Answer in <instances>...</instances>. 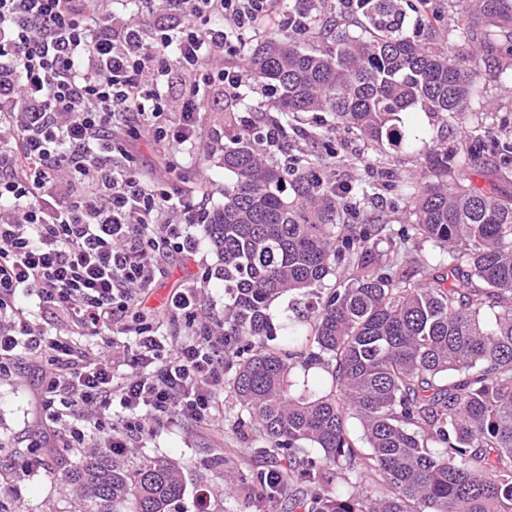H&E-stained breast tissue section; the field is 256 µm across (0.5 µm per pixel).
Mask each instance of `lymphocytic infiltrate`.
Listing matches in <instances>:
<instances>
[{"instance_id":"lymphocytic-infiltrate-1","label":"lymphocytic infiltrate","mask_w":512,"mask_h":512,"mask_svg":"<svg viewBox=\"0 0 512 512\" xmlns=\"http://www.w3.org/2000/svg\"><path fill=\"white\" fill-rule=\"evenodd\" d=\"M281 5L0 0V379L40 375L50 436L35 450L99 437L125 449L120 410L138 413L141 433L164 418L214 421L224 336L198 321V287L173 291L162 314L142 310L170 256L196 254L190 228L207 208L144 179L132 149L152 139L177 173L201 144L222 146L223 132L202 138V117L213 100H239L247 36ZM179 320L191 336L158 334ZM115 332L134 339L119 360Z\"/></svg>"}]
</instances>
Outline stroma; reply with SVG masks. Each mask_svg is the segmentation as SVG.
Listing matches in <instances>:
<instances>
[{
    "label": "stroma",
    "mask_w": 512,
    "mask_h": 512,
    "mask_svg": "<svg viewBox=\"0 0 512 512\" xmlns=\"http://www.w3.org/2000/svg\"><path fill=\"white\" fill-rule=\"evenodd\" d=\"M478 81L482 96L472 104L463 121L446 122L432 118L420 110L405 113L407 127L421 137L447 144L450 151L465 152L471 141L483 136L487 126H494L501 141L512 144V56L500 51L484 50L479 56ZM333 150H325L318 140L305 135L290 140L288 151L308 154L320 162L325 171L337 180L350 181L358 193L345 214L349 224H373L378 228L374 249L379 253H394L403 269H417L420 260L437 265L447 254L433 243L404 236L410 225L409 199L404 192L391 186L392 174L402 176L419 170L424 163L421 153L397 151L389 145H370L354 134L333 132ZM139 172L158 181L164 187L193 202L205 201L216 206L223 201L224 167L220 152L201 156L199 168L205 179L196 184L191 175H171L158 165V148L148 139L134 146ZM218 259L207 238H200L194 257L171 261L145 301L146 309L165 306L174 289L195 285L201 288L204 315L215 320L224 313V284L204 278L207 268L215 267ZM38 382L31 371L25 370L13 378L0 380V501L10 512H76L78 504L63 488L61 474L75 460L65 451L46 456L47 468L35 475L17 480L16 470L32 456L31 441L38 439L41 429ZM219 423L206 427L192 421L161 422L151 433L127 431L120 417L112 425L124 433L133 457L148 456L155 460H174L184 468V493L171 507V512H288L287 496L269 499L259 488L245 484V477L268 469L269 459L254 451L257 430L237 431L234 420L239 410L227 389L216 394ZM234 472L241 482L232 495L224 493V474ZM211 490L206 502H199L198 492Z\"/></svg>",
    "instance_id": "1"
}]
</instances>
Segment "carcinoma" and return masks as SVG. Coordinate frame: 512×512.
I'll use <instances>...</instances> for the list:
<instances>
[{
  "label": "carcinoma",
  "mask_w": 512,
  "mask_h": 512,
  "mask_svg": "<svg viewBox=\"0 0 512 512\" xmlns=\"http://www.w3.org/2000/svg\"><path fill=\"white\" fill-rule=\"evenodd\" d=\"M298 3L314 10L247 49L246 77L271 100L248 129L224 117V203L203 225L224 281L237 427L258 426L255 452L287 465L273 489L266 471L250 482L266 496L288 492L299 512H512V196L448 183V170L480 164L484 143L455 154L401 118L414 107L463 118L482 95L477 62L439 40L427 0ZM455 11L465 46L512 56V0H455ZM350 15L364 19L360 32ZM312 34L326 47L308 44ZM320 113L369 142L420 145L427 172L401 182L410 228L448 253L426 283L371 251L372 226L337 232L345 200L317 163L257 148L261 129L286 143L293 121ZM344 259L357 261L356 277L319 291ZM285 294L310 310L306 330L273 321ZM313 369L328 382L309 383ZM364 470L377 490L360 488ZM338 474L349 489L333 492ZM65 480L77 512H169L183 491L178 463L134 466L107 448Z\"/></svg>",
  "instance_id": "obj_1"
}]
</instances>
